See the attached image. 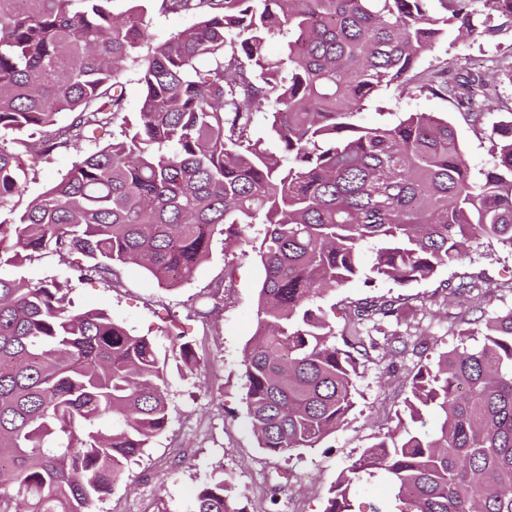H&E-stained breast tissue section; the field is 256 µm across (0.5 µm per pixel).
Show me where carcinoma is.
Returning a JSON list of instances; mask_svg holds the SVG:
<instances>
[{
    "instance_id": "carcinoma-1",
    "label": "carcinoma",
    "mask_w": 512,
    "mask_h": 512,
    "mask_svg": "<svg viewBox=\"0 0 512 512\" xmlns=\"http://www.w3.org/2000/svg\"><path fill=\"white\" fill-rule=\"evenodd\" d=\"M450 1L437 16L430 0H155L193 24L154 44L138 0L121 13L112 0H0V130L36 132L44 155L109 137L0 219V269L79 253L103 278L136 265L173 287L215 236L237 245L264 225L259 329L241 359L247 415L273 455L317 447L354 409L359 359L375 348L357 335L338 345L323 297L356 277L430 278L482 238L512 250V120L493 128L478 178L446 119L356 123L380 90L408 93L448 31L512 28V0H496L493 27L475 7L486 0H438ZM131 63L143 88L132 119ZM420 90L481 116V78L442 68ZM27 177L0 145V207ZM64 289L0 274V512H94L168 421V361L108 312L71 311ZM405 307L373 300L357 317ZM459 337L413 376L395 429L351 460L324 512H512V311ZM170 342L177 369H197L193 340ZM378 479L394 501L355 509ZM229 491L203 484L190 512H244Z\"/></svg>"
}]
</instances>
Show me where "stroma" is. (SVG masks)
<instances>
[{
	"instance_id": "obj_1",
	"label": "stroma",
	"mask_w": 512,
	"mask_h": 512,
	"mask_svg": "<svg viewBox=\"0 0 512 512\" xmlns=\"http://www.w3.org/2000/svg\"><path fill=\"white\" fill-rule=\"evenodd\" d=\"M512 66V30L492 36H448L424 53L418 64L426 73L443 67L481 77L492 101L481 118H473L456 102L428 94L398 97L384 90L357 117L358 124L380 126L405 112H430L452 123L473 170L489 166L490 134L512 114V81L503 71ZM29 133L0 131V144L18 153L28 182L10 209L27 203L59 181L80 156L96 151L93 143L48 157L22 148ZM249 246H226L215 237L208 259L179 285L158 286L140 267L119 268L115 278L74 275L70 260L44 251L23 259L15 276L29 281H67V299L74 308L106 309L133 334L153 340L159 354L170 351L169 333L184 331L195 343L199 367L187 374L168 369L164 392L168 424L144 454L129 462L112 493L97 512H189L198 488L221 479L245 512H323L331 488L352 458L374 446L395 428L396 413L418 369L439 352L451 349L468 308L493 318L512 311V252L483 239L469 258L438 270L433 277L404 286L379 281L366 286L356 279L329 292L323 306L337 334L373 337L377 346L362 359L356 379L357 406L344 424L318 447L283 458L259 448L246 421L240 361L257 329L258 296L264 277L257 245L262 225L247 229ZM233 267L225 278V267ZM478 287L455 293L461 276ZM221 292H214L217 282ZM405 298L410 309L400 318L359 323L356 305L370 297ZM213 312L200 317L204 298Z\"/></svg>"
}]
</instances>
